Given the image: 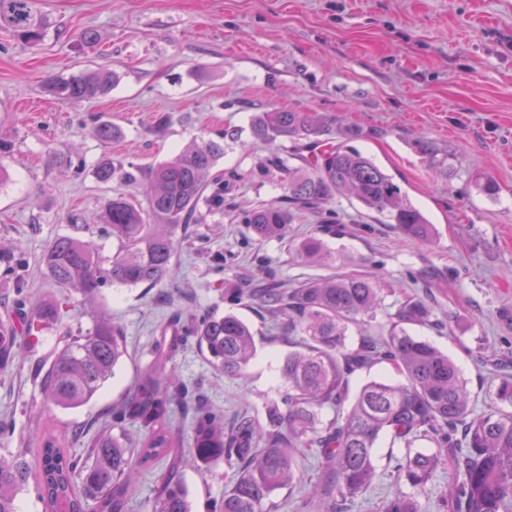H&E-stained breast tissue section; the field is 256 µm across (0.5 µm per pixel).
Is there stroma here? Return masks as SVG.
Instances as JSON below:
<instances>
[{
	"mask_svg": "<svg viewBox=\"0 0 512 512\" xmlns=\"http://www.w3.org/2000/svg\"><path fill=\"white\" fill-rule=\"evenodd\" d=\"M49 30L36 46L0 30V241L14 247L0 263V318L14 316L16 284L36 299L59 289L46 276L42 253L56 237L92 242L102 257L119 243L99 216L115 192L144 202L142 181L102 184L93 167L106 155L124 167L146 168L170 159L195 139H218L236 128L241 139L224 146V210L187 225L176 261L180 275L161 288L103 287L97 308L124 330L128 354L88 405L61 410L47 404L33 377L60 346L57 332L24 350L0 370V422L12 435L0 454L28 435L29 414L43 411L56 433L80 425L93 430L151 361L164 327H184L189 312L235 314L253 328L257 352L246 378L224 375L194 339L175 354L181 384L201 389L225 421L248 415L264 421L266 398L277 396L275 374L291 338L250 301L225 295L253 288L268 276L294 286L335 272L368 274L389 292L376 320L351 330L384 333L388 316L406 297L447 328L418 334L448 353L463 374L476 411L491 404L493 367L474 347L485 342L512 352V330L497 312L512 308V0H37ZM98 46L79 49L82 32ZM104 67L117 77L110 94L61 103L44 91L47 76L68 77ZM271 109L316 112L360 127L358 148L390 174L430 220L432 240L412 246L383 217L355 200L332 207L341 223L325 233L316 215L298 214L284 238L261 239L238 220L241 210L278 200L277 178L259 174L268 146L253 142L255 113ZM169 116L160 125L161 116ZM107 122L118 131L110 144L88 134ZM425 139L456 157V174L436 176L413 143ZM67 156L71 166L49 163ZM492 178L496 198L477 180ZM322 240L331 257L314 264L297 256L304 238ZM400 448L389 436L377 443V476L347 512H376L392 484ZM234 470L185 462L178 476L193 512H211L224 499Z\"/></svg>",
	"mask_w": 512,
	"mask_h": 512,
	"instance_id": "1",
	"label": "stroma"
}]
</instances>
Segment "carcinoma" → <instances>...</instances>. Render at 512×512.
<instances>
[{"instance_id":"cac0c4a2","label":"carcinoma","mask_w":512,"mask_h":512,"mask_svg":"<svg viewBox=\"0 0 512 512\" xmlns=\"http://www.w3.org/2000/svg\"><path fill=\"white\" fill-rule=\"evenodd\" d=\"M36 0H0V29L27 43L41 42L48 26ZM116 82L108 70H86L68 78L48 76L47 93L60 101L106 96ZM256 142L288 141L260 162L265 174H276L284 190L281 204L243 210L241 223L260 238H283L297 213L312 211L329 231L336 211L328 203L338 196L355 198L374 211L412 244L432 237V225L405 198L400 186L363 155L353 143L367 136L356 126H333L311 112L269 110L254 117ZM416 151L438 176L455 175L454 155L419 139ZM224 144L193 141L169 160L147 169V206L117 193L101 215L106 234L120 247L109 259L94 244L63 235L46 247L42 263L53 283L68 294L51 302L29 300L16 288L25 314L0 319V368L18 357V349L55 329L64 339L46 368L34 376L54 406L73 410L93 400L127 353L124 330L106 313L92 312L85 333L61 327L64 315H83L71 294L94 298L106 285L154 288L179 273L174 261L179 232L195 215L200 202L208 213L224 211V188L215 175ZM97 181L133 180L112 158L94 168ZM298 253L308 260L328 258L316 237L304 240ZM378 282L367 276L338 275L305 282L295 288L244 289L236 297L263 305L272 321L288 325V334L302 337L280 367L282 391L265 404V425L243 418L224 425V413L201 397L187 398L176 380L174 352L179 330L162 338L154 360L134 389L112 404L83 456L69 454L64 440L49 430L42 412L29 415L28 440L0 455V512H19V495L34 482L43 512H123L138 473L152 461L170 458L167 476L159 483L151 512H191L188 491L177 478L183 458V434L171 419L172 405L193 411L191 457L204 466L221 462L236 466L219 512H272L276 491L301 481L298 460L303 448H316L321 476L307 483V500L316 512H336L338 503L365 492L376 477L375 448L387 433L404 448L393 474L392 490L379 512H421L418 497L445 457L456 462L448 472L445 502L451 512H512V374L497 377L489 410L475 413L467 383L454 362L437 347L411 333L410 327L437 324L433 310L409 298L389 315L384 336H364L355 348L346 344L352 325L376 318L381 304ZM192 333L213 365L227 376L242 378L256 354L251 326L235 314L193 313ZM389 362L400 382L370 380L349 396L350 377ZM349 409H344L345 404ZM336 415L322 420V411ZM137 425L134 441L112 434V422ZM426 440L433 449L421 451Z\"/></svg>"}]
</instances>
